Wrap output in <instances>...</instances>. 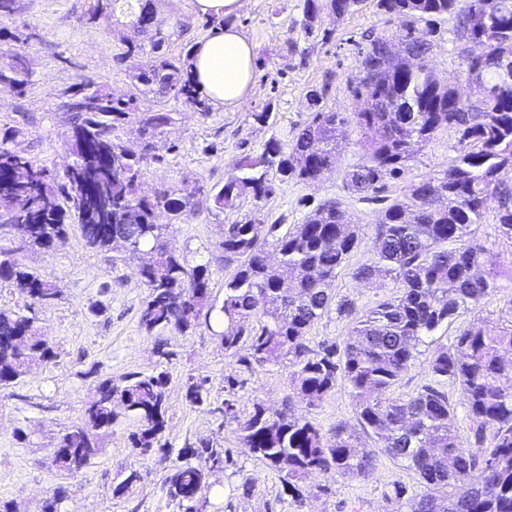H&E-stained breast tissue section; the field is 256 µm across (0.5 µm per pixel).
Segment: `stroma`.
<instances>
[{"label": "stroma", "mask_w": 512, "mask_h": 512, "mask_svg": "<svg viewBox=\"0 0 512 512\" xmlns=\"http://www.w3.org/2000/svg\"><path fill=\"white\" fill-rule=\"evenodd\" d=\"M304 0H243L239 27L256 43L257 76L253 93L234 112L216 107L200 111L171 96L138 93L135 117L117 125L114 135L132 151L141 145L138 113L169 112L174 121L155 141V160L147 167L141 184L144 194L161 186L173 189L223 184L242 155L257 154L270 137L289 142L306 122L310 108L307 90H323L322 105L328 110L351 113L360 103L354 89L361 78V54L373 33H384L401 42L406 35L431 44L429 64L439 80L454 85L465 68L464 56L480 53L475 43L460 41L456 19L437 21L434 28L410 23L408 18L386 14L376 0H364L343 20L321 13L313 29H306ZM19 12L1 20L16 38L10 50L22 56L32 73L25 92L0 84V136L10 145L51 171H62L68 161L70 115L63 109L68 91L80 77L125 91L132 90L134 68L140 57L124 58V39L135 38L131 18L117 13L110 22L89 23L82 15L88 0H18ZM156 19L170 33L169 57L186 58L193 44L209 35L204 18L193 12L191 0H154ZM270 111L273 125L257 123L253 115ZM361 135L355 126L343 129L337 140L336 166L320 181L309 185L296 180L272 178L271 194L263 200L243 196L237 208L217 212L206 190L195 198L196 209L175 224L167 216L159 223L189 264H209L210 287L215 301L224 299V280L230 275L218 248L224 225L244 219L272 223L287 215L289 223H301L320 202L343 203L359 227L357 245L333 283L336 297L351 300L356 311L367 310L396 293L385 276L358 280L356 267L371 259L377 248L374 227L382 206L360 202L343 187L345 170L358 163ZM454 131L438 132L433 140L407 162L402 177L388 182L385 196L402 195L410 184L443 175L457 155ZM496 200L486 205L483 223L475 225L477 239L492 248L500 262V287L450 325L426 338L415 359L391 390L392 397L408 399L428 385V363L435 350L450 344L459 329L477 323L495 328L512 317V239L495 224ZM13 238L0 240V248L51 281L59 291L52 303L37 310L39 324L59 353L56 362L36 365L13 387L0 389V499L13 502L17 512H43L44 502L57 488L66 496L59 512H185L170 499L164 479L173 453L205 440L211 446L232 450L234 461L215 470L205 491V512H396L410 506L424 487L417 476L393 460L373 439L363 436L357 418V402L346 381L317 405L299 397L292 382L289 361L266 369L247 367L246 347L225 351L207 329L190 336L171 331L146 333L139 313L147 295L136 271L140 254L98 251L90 248L78 226H71L65 243L50 251H22ZM354 325L353 317L329 312L317 320L307 336L311 350L325 345L343 347ZM166 371L165 427L161 441L167 453L142 452L131 444L136 423L113 427L104 439L100 455L78 473L59 470L52 462L58 436L81 424L82 408L104 379L122 384L132 372ZM208 381L209 398L201 406L185 398L189 379ZM232 412H225V402ZM261 403L267 411L291 408L295 416L310 421L322 432L345 425L360 435L361 444L376 457L373 478L355 479L336 473H313L299 483V494L284 488L277 472L242 447L238 419ZM141 474L125 494L115 487L129 471ZM406 489L395 499V487Z\"/></svg>", "instance_id": "1"}]
</instances>
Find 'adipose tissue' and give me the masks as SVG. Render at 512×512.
Masks as SVG:
<instances>
[{
	"instance_id": "1",
	"label": "adipose tissue",
	"mask_w": 512,
	"mask_h": 512,
	"mask_svg": "<svg viewBox=\"0 0 512 512\" xmlns=\"http://www.w3.org/2000/svg\"><path fill=\"white\" fill-rule=\"evenodd\" d=\"M197 14L222 19L209 37L195 42L189 71L197 90L215 107L238 109L255 86L256 50L236 23L242 0H193Z\"/></svg>"
}]
</instances>
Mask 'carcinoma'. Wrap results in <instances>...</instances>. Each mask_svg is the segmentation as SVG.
<instances>
[{"label": "carcinoma", "instance_id": "1", "mask_svg": "<svg viewBox=\"0 0 512 512\" xmlns=\"http://www.w3.org/2000/svg\"><path fill=\"white\" fill-rule=\"evenodd\" d=\"M363 0H304L306 26L323 11L336 20L355 12ZM122 0H88L86 20L111 18ZM389 15L431 23L456 17L458 39L484 38L483 58L465 57L461 83L441 84L427 63L429 43L410 38L401 42L403 55L389 50L385 33L372 37L363 53L357 92L391 102L410 100L414 119L404 127L400 113L334 112L321 106L323 93L310 89L312 107L291 147L270 138L263 150L242 156L221 187L209 190L214 210L238 207L246 194L265 197L270 173L281 180L314 184L336 166L337 136L354 125L362 136L363 157L345 173L344 189L361 200L377 201L387 181L401 177L406 163L434 134L451 129L458 135V156L438 180L413 183L403 195L388 200L376 224L378 249L353 272L356 279L386 275L398 293L366 310L352 328L342 352L334 345L314 352L307 335L331 306L352 314L346 299L333 301L338 270L357 244L358 227L329 199L285 230L269 224L265 239L257 225L237 221L224 225L220 247L224 265L234 266L224 280V299L216 305L210 288L209 264L187 263L165 237L170 223L193 210L195 194L160 187L139 193L154 140L172 123L170 112L138 117L142 150L135 154L116 141L115 126L134 113L136 96L91 77L74 84L65 103L71 113L73 168L55 177L0 140V219L20 221L22 247L50 250L62 244L69 226H79L86 243L113 249L115 237L131 251L153 257L137 275L147 290L140 309L141 327L149 334L172 330L181 336L204 327L213 331L224 350L248 344L246 362L263 369L290 357L293 382L300 397L315 405L348 382L358 402L362 430L385 452L418 475L425 492L411 512H512V325L489 330L474 324L434 352L429 370L434 383L406 400L389 396L411 366L423 337L443 323L478 305L499 288L491 274L496 255L471 237V227L484 217V204L498 202L499 231L512 238V76L494 69L495 60L512 57V0H377ZM140 42L127 43L125 56L147 61L134 76L142 87L158 89L205 107L182 66L167 56L169 36L156 25L154 10L144 5L132 22ZM30 82L27 63L14 57L0 66V83L24 91ZM272 245L288 277L268 260ZM0 282L9 283L23 301L18 310H0V389L16 384L28 364L50 363L58 353L37 326L36 307L57 296L52 283L15 259L0 260ZM459 386L465 412L458 415L440 384ZM169 375L131 373L123 384L98 383L83 409V423L61 433L52 457L55 466L77 473L101 452L102 440L121 419L139 424L131 434L134 447L147 453L165 449L160 443L166 413ZM206 380L192 381L186 399L207 401ZM469 431L476 450L460 447V429ZM242 447L280 474L288 491L313 471H332L353 478L374 475L376 459L359 449L357 437L338 425L328 434L288 411L269 413L260 405L239 424ZM229 454L201 442L179 451L165 481L168 496L196 512L202 491L209 487V466L225 463Z\"/></svg>", "mask_w": 512, "mask_h": 512}]
</instances>
